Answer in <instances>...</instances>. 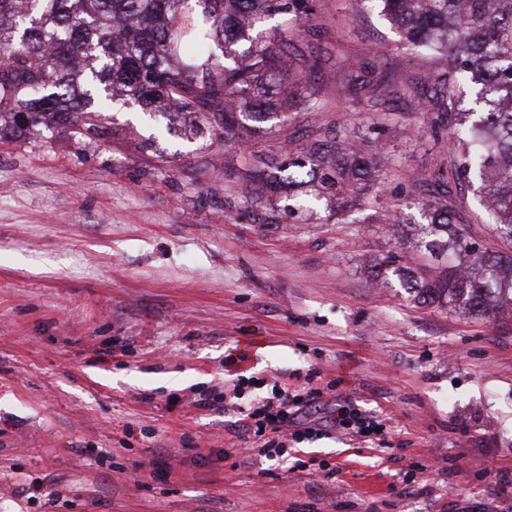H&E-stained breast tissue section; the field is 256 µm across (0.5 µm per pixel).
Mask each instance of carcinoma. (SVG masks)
Masks as SVG:
<instances>
[{"mask_svg": "<svg viewBox=\"0 0 512 512\" xmlns=\"http://www.w3.org/2000/svg\"><path fill=\"white\" fill-rule=\"evenodd\" d=\"M320 0H0V138L64 135L90 144L116 129L113 98L141 104L190 141L247 144L238 170L265 224H324L386 197L370 129L326 110L327 85L306 33ZM430 57L426 132L432 167L383 207L423 236L404 245L436 260L395 269L419 305L512 317V258L476 249L458 227L462 185L512 238V0H360ZM465 83L474 106L459 108ZM306 119L292 146L288 126ZM281 141L280 153L262 145Z\"/></svg>", "mask_w": 512, "mask_h": 512, "instance_id": "cac0c4a2", "label": "carcinoma"}]
</instances>
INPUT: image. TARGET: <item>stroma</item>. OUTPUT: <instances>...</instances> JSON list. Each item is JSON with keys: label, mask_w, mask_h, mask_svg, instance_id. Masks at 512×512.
<instances>
[{"label": "stroma", "mask_w": 512, "mask_h": 512, "mask_svg": "<svg viewBox=\"0 0 512 512\" xmlns=\"http://www.w3.org/2000/svg\"><path fill=\"white\" fill-rule=\"evenodd\" d=\"M314 45L330 89L372 59L388 112L328 100L370 126L388 200L433 163L417 137L425 63L378 12L322 0ZM119 136L0 139V512H512V318L419 305L390 256L423 270L382 211L326 224H264L238 146L158 133L114 102ZM173 155L156 166L133 141ZM461 218L482 250L512 255L473 189ZM261 348L226 370L243 340ZM324 390L322 435L270 461L242 451L246 412L273 385ZM215 400L194 407L195 394ZM385 419L363 441L329 423L337 405Z\"/></svg>", "instance_id": "1"}]
</instances>
